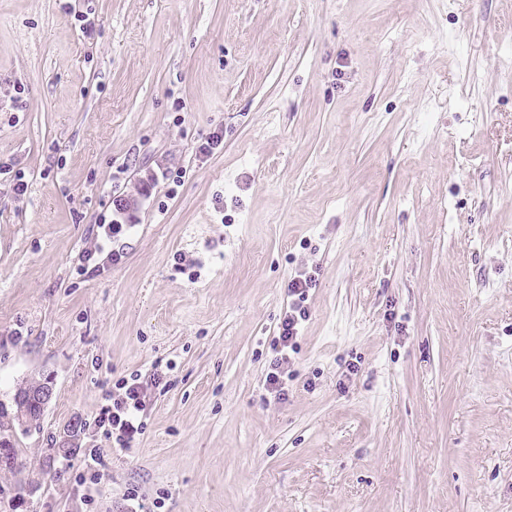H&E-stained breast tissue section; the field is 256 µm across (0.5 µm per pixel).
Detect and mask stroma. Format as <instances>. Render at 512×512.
<instances>
[{"label": "stroma", "instance_id": "1", "mask_svg": "<svg viewBox=\"0 0 512 512\" xmlns=\"http://www.w3.org/2000/svg\"><path fill=\"white\" fill-rule=\"evenodd\" d=\"M1 162L0 401L55 391L0 512H512V0H0ZM153 370L145 434L97 437ZM123 210L122 207L117 208V211H119V214L115 216V218H112L109 221V224H100L99 228H101L102 231V241L94 246V250H86L82 255V261H83V267L85 269V272H88L89 263L91 260H93L94 255L96 253H101L104 251L105 247L112 243V240L118 239L120 236L124 235L127 228L130 226L125 223L124 217L121 214H124V212H121ZM315 282L314 276L306 274L294 276L288 282L287 306L278 327V334L271 341L273 357L265 376L266 390L279 400L286 399V383L282 379V369L283 366H288L289 351L295 352L297 339L301 335L303 325L309 320L310 312L306 301L308 291L312 285L315 286Z\"/></svg>", "mask_w": 512, "mask_h": 512}]
</instances>
